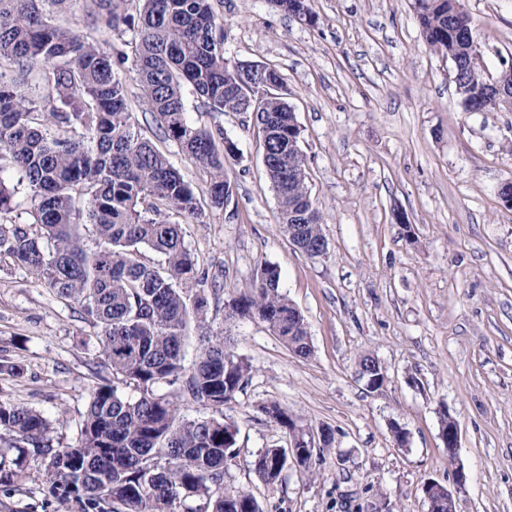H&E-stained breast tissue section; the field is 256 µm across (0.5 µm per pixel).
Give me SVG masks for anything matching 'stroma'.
Listing matches in <instances>:
<instances>
[{"instance_id": "obj_1", "label": "stroma", "mask_w": 512, "mask_h": 512, "mask_svg": "<svg viewBox=\"0 0 512 512\" xmlns=\"http://www.w3.org/2000/svg\"><path fill=\"white\" fill-rule=\"evenodd\" d=\"M91 0L57 14L101 47L124 50L123 34L94 29ZM486 78L512 65V0H463ZM313 22L271 0H214L224 55L276 68L300 129L307 185L328 243L299 251L277 227L278 202L252 114L206 111L192 90L191 123L221 124L238 148L227 159V206L209 208L205 175L154 124L140 122L207 207L183 227L198 266L222 275L208 319L223 327L250 366L223 415L239 429L226 490H247L263 512H431L435 480L460 512H512V209L497 192L512 181V111L467 112L454 65L426 44L412 0H310ZM266 265L308 323L309 357L295 356L260 321H227L224 303ZM97 329L78 304L26 269L0 266V399L40 411L53 444L75 445L91 388L104 368L88 342ZM384 367L369 390L359 357ZM287 407L300 424L330 427L335 441L315 472L289 463L277 484L255 474L268 448L289 445L265 406ZM460 428L449 456L440 415ZM408 434L397 445L393 427ZM464 486H457V473ZM0 512H63L38 472L0 491Z\"/></svg>"}]
</instances>
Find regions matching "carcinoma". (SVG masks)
I'll return each mask as SVG.
<instances>
[{
    "label": "carcinoma",
    "instance_id": "cac0c4a2",
    "mask_svg": "<svg viewBox=\"0 0 512 512\" xmlns=\"http://www.w3.org/2000/svg\"><path fill=\"white\" fill-rule=\"evenodd\" d=\"M61 0H0V263L28 269L58 297L77 303L98 328L96 364L112 380L92 387L74 447L53 446L51 425L32 408L0 400V445L15 448L11 465L0 456V486L13 487L36 463L53 496L68 512H262L246 490L224 494V473L236 456L239 429L220 416L244 390L248 363L227 344L224 329L207 320L224 283L197 265L175 213L195 224L205 211L193 188L166 155L142 137L129 112L128 86L118 67L130 60L143 112L207 176L210 206L224 207V128L188 121L189 85L214 112H240L245 102L271 131L264 150L283 219L303 224L307 240L322 239L320 216L307 183L292 178L305 157L294 112L279 95L230 83V61L213 0H137L136 13L120 0H93V28L131 31L132 55L114 54L52 19ZM417 18L430 49L455 60L469 112L512 108V95L488 92L470 66L477 46L468 13H451L449 0H417ZM36 69L47 94L34 101L21 90ZM18 175L12 186L4 173ZM23 187L29 219L7 215ZM93 229L94 246L84 230ZM147 249L161 258L142 260ZM280 274L266 265L253 287L225 304L228 320H259L298 356L312 353L304 316L279 291ZM202 348L184 366L190 327ZM135 386L136 400L119 392ZM169 386L160 394L157 389ZM184 397L212 410L188 419ZM269 420L298 437L296 422L279 405ZM288 460L269 448L255 461L258 477L278 483Z\"/></svg>",
    "mask_w": 512,
    "mask_h": 512
}]
</instances>
